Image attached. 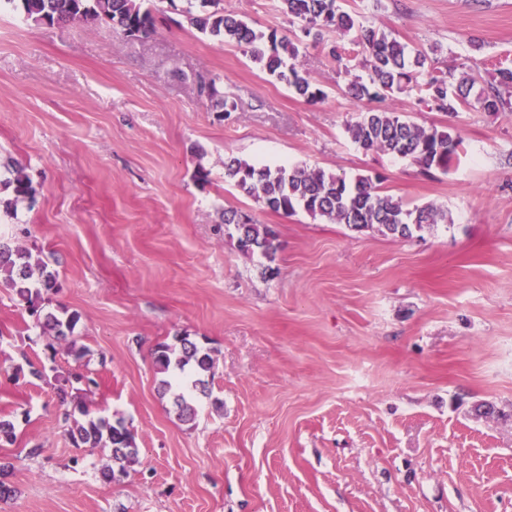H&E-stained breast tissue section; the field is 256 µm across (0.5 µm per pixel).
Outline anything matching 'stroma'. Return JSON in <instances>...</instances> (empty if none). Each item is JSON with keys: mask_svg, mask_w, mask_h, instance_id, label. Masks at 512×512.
<instances>
[{"mask_svg": "<svg viewBox=\"0 0 512 512\" xmlns=\"http://www.w3.org/2000/svg\"><path fill=\"white\" fill-rule=\"evenodd\" d=\"M155 33L104 21L53 27L0 9V197L8 164L36 194L0 211V236L56 275L49 311L77 313L75 361L0 288V512H512V112L386 105L453 126L448 173L366 151L346 126L362 69L305 40L296 59L326 92L309 103L249 52L151 0ZM436 67L478 87L512 65V0H341ZM254 29L288 33L276 0H223ZM215 79L237 103L200 96ZM381 177L408 206L447 215L423 237L271 212L224 180V158ZM208 172L207 184L196 179ZM272 226L274 261L240 251L223 213ZM195 336L214 356L209 396L182 424L159 395L156 343ZM45 379L31 376V369ZM91 415L123 421L139 461L108 479L106 448L76 447L58 396L72 373ZM494 415L478 414L481 404Z\"/></svg>", "mask_w": 512, "mask_h": 512, "instance_id": "obj_1", "label": "stroma"}]
</instances>
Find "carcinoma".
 Returning a JSON list of instances; mask_svg holds the SVG:
<instances>
[{
    "label": "carcinoma",
    "mask_w": 512,
    "mask_h": 512,
    "mask_svg": "<svg viewBox=\"0 0 512 512\" xmlns=\"http://www.w3.org/2000/svg\"><path fill=\"white\" fill-rule=\"evenodd\" d=\"M18 4L25 17L38 25L54 26L77 20H104L119 26L126 36L148 38L155 24L145 0H6ZM222 0H187L188 23L198 31L220 39L225 44L251 48L253 60L269 75L287 83L296 95L308 102L326 97V92L306 72L287 63L299 53L301 38L322 37V30L336 34L328 55L336 61L355 54L361 57L365 76H356L348 84V94L358 100L375 103L349 124L351 140L366 151H380L409 159L425 173L448 172L462 151L463 139L456 129L418 125L404 115L390 112L381 103L396 93L418 89L423 100L438 112L456 115L466 110L500 112L512 109V67L497 70L496 82L474 91L476 78L458 66L435 71L428 68V56L410 47L389 33L364 20L360 15L342 9L337 0H279L282 13L288 15L291 36L278 35L272 30L258 32L243 20L224 12ZM350 38L347 48L344 39ZM200 93L214 99L224 112L237 110L235 101L221 94L215 80L203 84ZM224 178L251 196L264 208L291 215L297 209L313 217L326 218L355 229L371 228L384 235L408 238L415 232L430 230L444 218L435 206L426 204L412 209L401 199L381 190L370 176L347 179L320 168L270 166L254 164L237 156L224 158ZM7 185L15 198L33 199L35 188L25 168L15 164ZM224 225L234 226L238 246L245 254L260 253L274 260L279 244L276 232L266 224L236 209L224 210ZM55 276L45 262L33 256L19 242L0 239V288L13 292L24 303L42 334L67 346L77 360L86 354L77 346L73 333L78 316L66 310L61 314H42L41 289L54 287ZM153 363L158 373L185 375L188 391L177 394L178 417L191 422L197 416L193 392H206L213 368L211 350L189 336H179L176 342H162L153 351ZM85 420L74 421L69 431L77 447L108 448L112 461L125 473L138 462V448L131 431L122 421L111 422L104 416H89L79 409Z\"/></svg>",
    "instance_id": "cac0c4a2"
}]
</instances>
